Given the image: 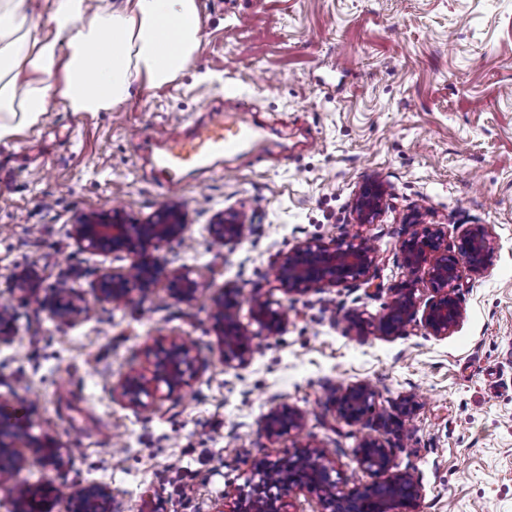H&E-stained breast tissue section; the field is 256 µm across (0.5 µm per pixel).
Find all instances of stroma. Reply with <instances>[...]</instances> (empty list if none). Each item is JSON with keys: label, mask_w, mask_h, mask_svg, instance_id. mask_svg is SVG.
I'll return each mask as SVG.
<instances>
[{"label": "stroma", "mask_w": 512, "mask_h": 512, "mask_svg": "<svg viewBox=\"0 0 512 512\" xmlns=\"http://www.w3.org/2000/svg\"><path fill=\"white\" fill-rule=\"evenodd\" d=\"M202 43L174 82L118 112L50 108L0 141V305L12 309L0 343V397L33 403V433L72 448L58 472L38 464L21 481L88 482L114 493L112 512H216L231 506L256 459L292 443L335 453L347 493L372 482L354 450L380 432L407 394L420 406L385 433L399 469L419 477L418 512H512V0H199ZM246 104L276 132L261 158L229 159L223 172L168 188L148 153L158 129ZM389 189L373 224L351 205L369 178ZM177 202L189 229L160 250L203 288L189 304L165 283L127 306L98 303L99 276L127 257L82 251L76 217L120 211L146 219ZM423 207L456 244L469 224L488 225L495 255L484 275L463 273L459 329L430 336L421 319L380 336L390 288L408 279L403 218ZM243 210L255 231L214 242L206 226ZM358 237L375 246L378 292L336 287L284 298L275 255L311 238ZM36 267L44 286L66 281L90 311L66 323L25 302L15 271ZM234 285L237 318L252 326L254 289L286 302L287 329L253 339L250 365H224L212 297ZM361 311V331L341 316ZM188 339L197 361L179 400L149 410L112 392L124 374H150L159 337ZM364 382L374 413L359 423L327 407L329 388ZM304 414L300 431L267 438L261 420L278 404Z\"/></svg>", "instance_id": "stroma-1"}]
</instances>
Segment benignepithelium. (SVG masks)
I'll list each match as a JSON object with an SVG mask.
<instances>
[{"mask_svg":"<svg viewBox=\"0 0 512 512\" xmlns=\"http://www.w3.org/2000/svg\"><path fill=\"white\" fill-rule=\"evenodd\" d=\"M387 190L378 181L371 182L355 200L353 212L359 224H372L383 213ZM412 227L399 251L403 265L420 273L430 285L432 296L422 314L428 333L436 338L452 335L464 315L455 294L462 270L481 276L488 269L494 252V240L483 224H471L461 232L457 249L448 251L446 233L441 224H427L418 209L405 216ZM189 228L187 214L180 204L171 203L155 215L132 223L116 212L112 217L84 214L70 225L69 235L89 253H124L130 263L121 270L100 275L94 292L98 302L114 306L128 303L132 290L149 293L166 279L171 296L181 303L192 302L202 283L188 270L165 271L159 256L163 244L184 237ZM207 231L214 241L227 245L242 241L253 232L242 213L225 210L218 213ZM378 261L376 249L367 241L345 238L332 244L318 239L305 240L278 255L274 262L277 288L287 297L325 288L345 286L380 289L373 282ZM15 289L63 321H73L86 312L82 297L64 288L53 287L43 293L39 271L31 266L14 274ZM392 301L377 319L383 336H393L416 316L418 311L415 282L404 281L390 289ZM214 331L218 337L224 364L243 369L252 360L254 333L235 318L238 290L226 286L213 297ZM251 315L258 334L277 336L288 326V307L272 306L263 295H254ZM195 359L192 345L184 338L159 343L152 362L151 376L128 373L112 386V392L135 410L149 408L160 386L162 397L175 399L185 385V374ZM376 393L370 385L357 383L333 391L328 403L342 419L360 422L374 410ZM419 407L414 395L401 397L393 406L398 415L408 418ZM34 409L15 407L0 398V486L28 464L26 448L36 449L41 465L52 470L63 468L70 449L52 435L31 434ZM302 412L286 403L272 408L264 417L263 431L271 440L298 431L303 426ZM358 466L375 480L348 493L338 491L333 473L336 467L326 448L295 444L283 456L254 462L252 477L238 489L228 512H289V499L304 490L317 494L322 512H416L421 485L409 470H399L382 434L368 435L354 452ZM12 512H52L59 499L68 503V512H109L112 492L99 483H88L67 490L54 484L33 488L15 483L8 486Z\"/></svg>","mask_w":512,"mask_h":512,"instance_id":"benign-epithelium-1","label":"benign epithelium"}]
</instances>
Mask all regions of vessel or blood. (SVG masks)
<instances>
[{
  "mask_svg": "<svg viewBox=\"0 0 512 512\" xmlns=\"http://www.w3.org/2000/svg\"><path fill=\"white\" fill-rule=\"evenodd\" d=\"M264 132L262 123L239 112L219 114L179 132L159 131L152 170L162 185L177 186L187 176L210 171L221 159L258 150Z\"/></svg>",
  "mask_w": 512,
  "mask_h": 512,
  "instance_id": "obj_1",
  "label": "vessel or blood"
}]
</instances>
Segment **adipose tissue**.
<instances>
[{
    "mask_svg": "<svg viewBox=\"0 0 512 512\" xmlns=\"http://www.w3.org/2000/svg\"><path fill=\"white\" fill-rule=\"evenodd\" d=\"M201 40L198 0H0V140L56 103L118 111L177 79Z\"/></svg>",
    "mask_w": 512,
    "mask_h": 512,
    "instance_id": "ef3b65f1",
    "label": "adipose tissue"
}]
</instances>
